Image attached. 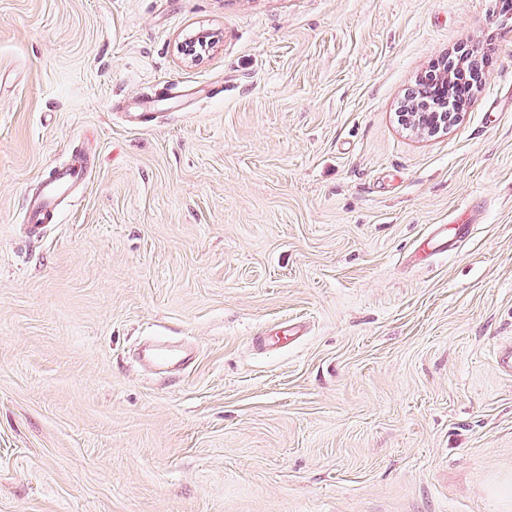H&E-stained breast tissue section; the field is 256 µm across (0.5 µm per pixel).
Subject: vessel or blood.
<instances>
[{
    "label": "vessel or blood",
    "mask_w": 512,
    "mask_h": 512,
    "mask_svg": "<svg viewBox=\"0 0 512 512\" xmlns=\"http://www.w3.org/2000/svg\"><path fill=\"white\" fill-rule=\"evenodd\" d=\"M159 98L150 92L137 98L129 119L133 125L142 126L156 117L155 105ZM96 157L85 151L73 153L63 164L52 166L40 182L35 194L25 195L22 203L24 223L40 229L55 223L59 216L60 206L72 190L85 183L95 167ZM471 217L468 210L457 211L449 224L433 225L430 234L423 239L415 250L416 255H423L429 250H454L458 243L465 239L470 231ZM192 353L188 348L172 345L167 340L155 339L148 351V360L157 366L171 363L188 362Z\"/></svg>",
    "instance_id": "b4317fda"
}]
</instances>
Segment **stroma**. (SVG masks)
I'll list each match as a JSON object with an SVG mask.
<instances>
[{"instance_id": "obj_1", "label": "stroma", "mask_w": 512, "mask_h": 512, "mask_svg": "<svg viewBox=\"0 0 512 512\" xmlns=\"http://www.w3.org/2000/svg\"><path fill=\"white\" fill-rule=\"evenodd\" d=\"M464 47L491 63L459 119L401 125ZM167 82L185 104L126 126ZM77 143L96 168L28 237L25 192ZM154 336L195 358L145 369ZM502 345L500 0H0V512H512ZM159 98L154 92L143 94L137 98L134 112H125L130 122L136 126H142L156 118L155 104ZM472 220L468 209L457 211L450 219L448 224H434L430 234L424 238L415 249V257L432 252L433 250L451 251L454 250L458 243L467 237L470 231ZM448 230L451 231L448 234ZM431 244V249L430 248Z\"/></svg>"}]
</instances>
